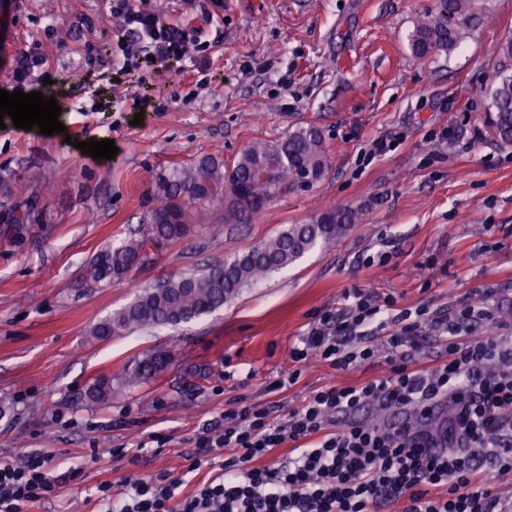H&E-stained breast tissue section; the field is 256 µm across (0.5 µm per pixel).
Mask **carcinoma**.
Segmentation results:
<instances>
[{
    "mask_svg": "<svg viewBox=\"0 0 512 512\" xmlns=\"http://www.w3.org/2000/svg\"><path fill=\"white\" fill-rule=\"evenodd\" d=\"M477 18L475 0H437L415 27L411 52L421 61L436 53L450 54ZM487 127L491 134L512 144V75H504L490 96ZM267 167V175L256 170ZM331 166L321 133L313 126L299 127L281 141L255 140L232 165L216 156L158 176L154 182L156 206L147 217L142 237L118 239L95 259L90 275L96 282L125 277L141 264L154 242L176 243L212 222L220 207L225 224H246L272 198L318 182ZM360 220V214L332 208L309 224H293L247 253L200 273L168 279L139 292L123 308L111 313L92 330L108 339L136 328L177 326L216 311L240 290L270 273L288 267L317 246H328ZM163 356L147 351L112 384V374L93 379L86 398L107 403L120 391L157 376L165 368Z\"/></svg>",
    "mask_w": 512,
    "mask_h": 512,
    "instance_id": "cac0c4a2",
    "label": "carcinoma"
}]
</instances>
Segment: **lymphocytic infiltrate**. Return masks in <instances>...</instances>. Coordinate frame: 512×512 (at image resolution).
<instances>
[{
    "label": "lymphocytic infiltrate",
    "mask_w": 512,
    "mask_h": 512,
    "mask_svg": "<svg viewBox=\"0 0 512 512\" xmlns=\"http://www.w3.org/2000/svg\"><path fill=\"white\" fill-rule=\"evenodd\" d=\"M111 13L122 21V40L101 64L106 79L148 64L165 68L207 47L209 9L192 24L167 21L135 0H112ZM492 296L474 288L459 306L433 315L394 311L392 300L378 301L368 291L345 292L343 308L318 313L292 349L296 370L266 389L296 382L314 363L337 371L365 364L375 356L373 334L382 328L389 354L384 375L313 390L282 417L274 407L237 401L198 437L181 471L129 478L118 491L101 484L104 512H507L500 482L512 475V341L498 334ZM386 309L392 312L387 322L380 318ZM425 330L445 348L443 361L429 368L409 356ZM445 401L453 411L442 453L411 423L380 426L353 417L373 403L421 414ZM287 442L288 455L265 464ZM219 449L228 452L219 477L181 494L185 475ZM50 465L34 448L0 461V512H30L83 472L73 464L53 473Z\"/></svg>",
    "instance_id": "f902f5d3"
}]
</instances>
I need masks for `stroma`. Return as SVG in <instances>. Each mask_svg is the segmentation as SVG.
Here are the masks:
<instances>
[{"label": "stroma", "instance_id": "1", "mask_svg": "<svg viewBox=\"0 0 512 512\" xmlns=\"http://www.w3.org/2000/svg\"><path fill=\"white\" fill-rule=\"evenodd\" d=\"M28 2L0 34V89L18 53L40 45L45 73L60 82L66 131L0 129V457L24 446L63 468L86 465L31 512H101V483L180 470L239 397L285 414L312 390L383 374L382 347L357 368L311 366L287 389H265L297 369L293 346L344 291L435 313L488 288L512 336V144L485 122L489 90L512 73V58L497 51L512 39V0H480V23L459 47L422 63L410 36L436 0H215L201 71L177 62L116 86L92 62L117 48L108 0ZM137 95L150 105L136 125ZM308 124L331 158L319 182L273 199L250 223L216 219L152 245L122 280L93 281L100 251L145 233L156 176L208 155L233 162L250 142ZM385 136L391 151L364 158L363 147ZM92 138L113 140L115 159L72 145ZM333 205L364 219L214 313L175 329L93 337L136 291L224 264ZM25 212L27 224L9 227ZM145 351L167 359L157 378L112 402H86L93 378L121 373ZM114 448L137 457L112 459Z\"/></svg>", "mask_w": 512, "mask_h": 512}]
</instances>
